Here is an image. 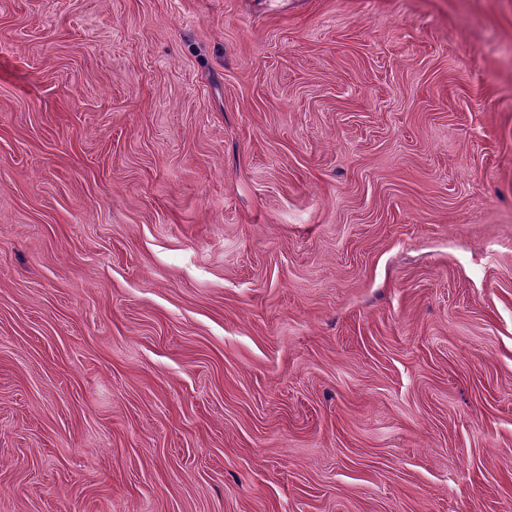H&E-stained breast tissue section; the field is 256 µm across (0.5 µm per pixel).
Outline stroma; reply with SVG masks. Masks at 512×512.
Listing matches in <instances>:
<instances>
[{
    "label": "stroma",
    "instance_id": "obj_1",
    "mask_svg": "<svg viewBox=\"0 0 512 512\" xmlns=\"http://www.w3.org/2000/svg\"><path fill=\"white\" fill-rule=\"evenodd\" d=\"M0 512H512V0H0Z\"/></svg>",
    "mask_w": 512,
    "mask_h": 512
}]
</instances>
